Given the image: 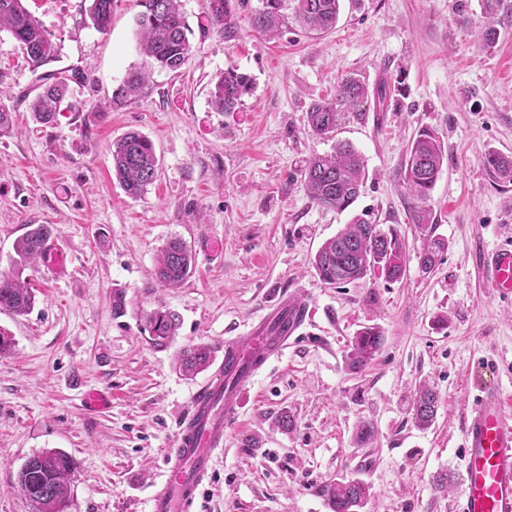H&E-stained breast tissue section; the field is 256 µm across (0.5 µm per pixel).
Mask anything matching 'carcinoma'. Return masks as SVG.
I'll return each mask as SVG.
<instances>
[{
  "label": "carcinoma",
  "mask_w": 512,
  "mask_h": 512,
  "mask_svg": "<svg viewBox=\"0 0 512 512\" xmlns=\"http://www.w3.org/2000/svg\"><path fill=\"white\" fill-rule=\"evenodd\" d=\"M244 5L245 0H205L203 18L207 26L226 34L235 32L236 13L232 3ZM294 16L301 26L313 34H323L336 28L340 15V0H293ZM115 0H89L86 15L99 32L107 33ZM141 11L136 17L140 35V64L131 67L122 84L112 92L114 107L128 99L145 94L150 89L151 76L156 70L177 72L191 56L187 37L188 26L181 11L180 0H139ZM254 29L275 38L286 26L281 13V0H263V8L252 12ZM0 29H5L21 47L32 71L40 72L38 92L34 97L24 93L21 101H29L32 119L41 125L57 122L61 113L67 82L87 80V75L74 70L69 75H56L43 67L57 59L58 48L42 22L23 4V0H0ZM253 79L230 67L221 73L211 92V104L218 112H233L241 99L251 94ZM395 89L390 79L380 80L373 89L353 76H344L333 96L312 103L307 109L310 131L329 138L350 119L363 120L368 112L366 103L374 98L378 111H383L393 98ZM112 176L124 192L137 198L143 195L156 178L158 159L152 141L138 131H129L112 142ZM447 155L439 135L427 128L418 132L411 144L403 169L402 182L416 201L411 210L412 223L421 229L431 223L432 213L426 202L442 172ZM492 171L502 180L512 182V157L492 153L487 158ZM305 191L318 206L343 213L358 199L366 172L362 154L351 144L338 142L333 151L309 157L300 172ZM52 237L47 224H30L16 242L13 269L0 273V309L18 315L30 312L35 302L34 288L22 278L25 266L44 257ZM443 243L427 242L419 254L424 273L436 265V250ZM193 257L186 245L174 238L160 251L156 278L161 286L174 288L189 274ZM313 267L321 280L331 286L365 278L375 269L382 270L387 280L398 281L406 273V244L394 227L383 229L363 217L356 216L327 240L315 253ZM149 328L156 344H166L180 325L179 316L163 308L153 310L148 317ZM383 344L380 330L374 326L361 329L353 337L347 354L351 369L369 364ZM213 359L207 344L190 345L182 349L177 362L187 374L209 367ZM438 395L430 387L419 386L412 408V419L420 428L430 426L437 415ZM72 457L61 450H49L29 458L18 473L21 493L29 501L32 512H65L70 496ZM329 512H362L371 496L370 486L358 479L336 480L320 489Z\"/></svg>",
  "instance_id": "1"
}]
</instances>
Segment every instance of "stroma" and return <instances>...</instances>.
<instances>
[{"label":"stroma","mask_w":512,"mask_h":512,"mask_svg":"<svg viewBox=\"0 0 512 512\" xmlns=\"http://www.w3.org/2000/svg\"><path fill=\"white\" fill-rule=\"evenodd\" d=\"M192 53L179 73L154 72L146 95L96 117L127 70L141 62L137 0H116L107 33L85 17L84 0H26L59 46L58 70L80 68L58 122L34 123L21 93L37 76L17 42L0 30V103L14 126L0 137V271L31 224H50L65 270L44 262L24 275L36 303L24 316L0 310L11 354L0 357V512H31L18 472L33 455L66 451L74 460L67 512H148L162 482V458L193 394L218 373L224 342L248 332L273 292L310 316L283 355L244 386L240 415L197 512H328L320 489L360 479L371 487L364 512H459L460 421L467 393L494 381L512 394V301L495 296L479 255L512 239V183L495 178L488 152L512 155V0H502L500 36L481 44V0H342L336 27L311 35L293 20L269 38L249 17L261 0L237 8L236 32L203 26V0H181ZM234 67L254 81L236 112L210 103L216 77ZM368 86L396 76L400 94L335 136L306 125L312 102L341 77ZM435 130L448 159L430 193L434 221L420 230L400 177L419 128ZM137 129L152 141L158 177L140 198L112 176V143ZM351 143L366 180L350 211L307 196L305 158ZM396 227L407 245L406 273L338 288L312 261L352 215ZM181 239L193 267L176 288L154 276L166 241ZM445 243L432 273H421L425 238ZM126 293L123 315L112 291ZM180 317L177 336L156 346L146 316L158 307ZM383 345L360 370L347 352L362 327ZM214 347V363L194 376L176 368L186 345ZM439 395L433 425L410 411L419 383ZM88 390L112 395L88 410ZM288 409L296 425L273 422ZM375 436L361 443L363 423ZM257 445H250V438ZM447 475L449 488L435 480Z\"/></svg>","instance_id":"obj_1"}]
</instances>
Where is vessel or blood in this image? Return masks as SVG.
<instances>
[{"label": "vessel or blood", "mask_w": 512, "mask_h": 512, "mask_svg": "<svg viewBox=\"0 0 512 512\" xmlns=\"http://www.w3.org/2000/svg\"><path fill=\"white\" fill-rule=\"evenodd\" d=\"M484 265L495 294L512 298V240L488 252ZM308 318L304 306L281 295L266 306L249 345L225 341L216 378L193 394L177 426L149 512H195L213 461L224 450V431L237 420L243 384L298 338ZM461 434L460 512H512V398L495 386L479 388Z\"/></svg>", "instance_id": "1"}]
</instances>
